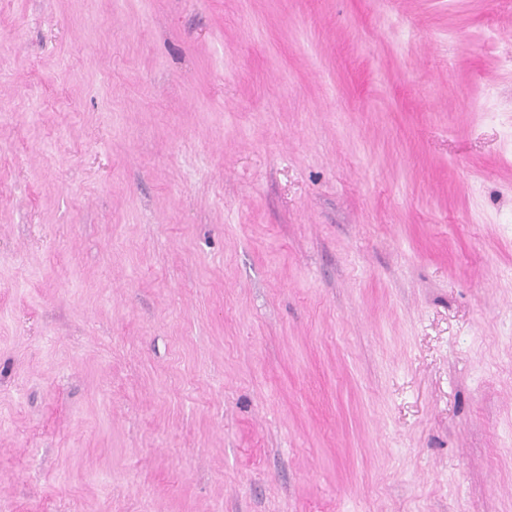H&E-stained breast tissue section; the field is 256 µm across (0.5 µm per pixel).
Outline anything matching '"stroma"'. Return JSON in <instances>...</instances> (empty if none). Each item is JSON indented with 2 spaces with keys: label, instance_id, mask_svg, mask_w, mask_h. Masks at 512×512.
I'll return each mask as SVG.
<instances>
[{
  "label": "stroma",
  "instance_id": "obj_1",
  "mask_svg": "<svg viewBox=\"0 0 512 512\" xmlns=\"http://www.w3.org/2000/svg\"><path fill=\"white\" fill-rule=\"evenodd\" d=\"M0 512H512V0H0Z\"/></svg>",
  "mask_w": 512,
  "mask_h": 512
}]
</instances>
